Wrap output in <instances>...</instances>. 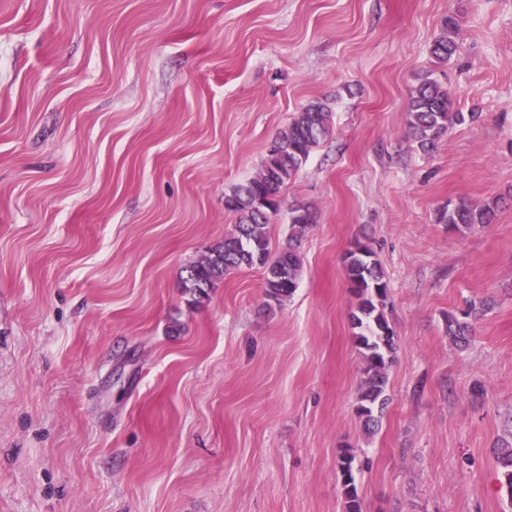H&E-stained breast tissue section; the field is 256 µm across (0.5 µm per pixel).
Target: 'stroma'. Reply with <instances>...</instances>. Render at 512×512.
<instances>
[{"mask_svg": "<svg viewBox=\"0 0 512 512\" xmlns=\"http://www.w3.org/2000/svg\"><path fill=\"white\" fill-rule=\"evenodd\" d=\"M427 76L468 118L425 152ZM317 99L333 132L268 228L316 213L294 295L266 306L254 267L191 306L225 192ZM459 199L494 221L437 223ZM358 240L397 343L372 435ZM481 299L458 348L443 315ZM510 446L512 0H0V512H345L344 448L364 512H512ZM459 31V22L454 15H448L442 20L440 33L433 41L430 51L439 64H447L456 53V37Z\"/></svg>", "mask_w": 512, "mask_h": 512, "instance_id": "35a3bbf8", "label": "stroma"}]
</instances>
